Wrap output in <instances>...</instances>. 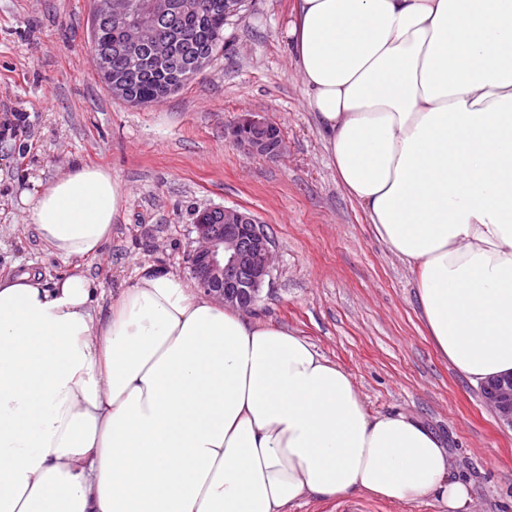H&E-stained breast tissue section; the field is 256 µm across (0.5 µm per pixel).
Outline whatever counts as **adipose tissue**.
Wrapping results in <instances>:
<instances>
[{"label": "adipose tissue", "mask_w": 512, "mask_h": 512, "mask_svg": "<svg viewBox=\"0 0 512 512\" xmlns=\"http://www.w3.org/2000/svg\"><path fill=\"white\" fill-rule=\"evenodd\" d=\"M288 39L336 173L417 274L437 351L512 371V0H293ZM126 200L82 166L22 194L62 260ZM434 499L469 484L419 419L371 415L288 329L146 265L118 296L0 277V512H288L304 498Z\"/></svg>", "instance_id": "ef3b65f1"}]
</instances>
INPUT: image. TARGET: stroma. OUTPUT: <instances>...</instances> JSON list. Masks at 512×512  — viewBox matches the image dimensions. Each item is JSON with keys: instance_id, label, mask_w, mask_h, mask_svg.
Listing matches in <instances>:
<instances>
[{"instance_id": "35a3bbf8", "label": "stroma", "mask_w": 512, "mask_h": 512, "mask_svg": "<svg viewBox=\"0 0 512 512\" xmlns=\"http://www.w3.org/2000/svg\"><path fill=\"white\" fill-rule=\"evenodd\" d=\"M292 0H246L224 51L161 102L112 97L90 54L94 0H0V276L79 273L118 295L138 268L187 274L198 210L237 207L263 224L278 264L252 319L297 332L346 371L370 414L420 419L471 482L472 512H512V429L435 349L415 274L377 237L336 175L288 44ZM277 124L278 160L224 131L240 113ZM109 170L125 208L98 254L52 255L20 202L74 165ZM292 512H440L364 496Z\"/></svg>"}]
</instances>
